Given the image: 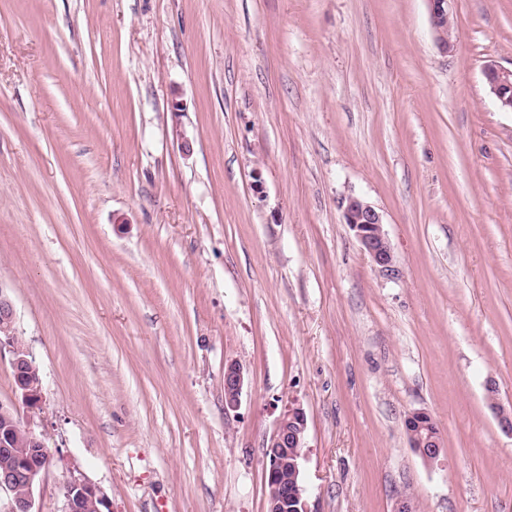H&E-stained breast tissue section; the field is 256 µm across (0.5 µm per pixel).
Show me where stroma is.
<instances>
[{
  "mask_svg": "<svg viewBox=\"0 0 512 512\" xmlns=\"http://www.w3.org/2000/svg\"><path fill=\"white\" fill-rule=\"evenodd\" d=\"M452 10L446 54L425 0H0V286L43 379L37 512L73 470L112 512H266L291 407L309 512H512V112L483 74L512 69V0ZM341 207L344 224L353 232L374 266L387 276L395 275L398 270L380 212L372 204L354 195L345 196ZM245 386V373L243 367L237 363H230L224 367V411L236 412L241 403V396ZM414 416H417L421 421H417L418 427L417 429L413 431H409V439L412 445V448L419 446V448H414L419 455L427 461H433L437 459V457L440 455L441 448L439 446L437 447H431L430 448H424L426 445L430 444H436V440L433 438L431 433H427L425 436L422 433L423 431H426L427 426L431 423L433 420L432 416L425 411H415L412 412L409 417L413 418ZM430 419V422H424L422 420Z\"/></svg>",
  "mask_w": 512,
  "mask_h": 512,
  "instance_id": "obj_1",
  "label": "stroma"
}]
</instances>
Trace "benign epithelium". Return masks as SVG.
Segmentation results:
<instances>
[{
	"mask_svg": "<svg viewBox=\"0 0 512 512\" xmlns=\"http://www.w3.org/2000/svg\"><path fill=\"white\" fill-rule=\"evenodd\" d=\"M431 26L440 49L454 50L452 32V0H426ZM484 75L499 107L512 112V69L489 64ZM343 221L353 232L374 266L392 276L397 268L390 242L383 229L380 212L360 197L348 195L342 200ZM17 317L7 289L0 285V350L11 353V369L16 402L0 403V448H13L25 438L28 451L13 457L0 472V493L7 496L3 512H35L34 490L49 467L48 448L33 428V419L22 418L19 407L33 413L43 402V380L29 352L17 341ZM245 386L243 367L230 363L224 367V411L235 412L240 407ZM419 418L417 429L409 432L411 445L419 455L433 461L441 448L434 446L431 434H423L431 415L414 411ZM307 421L302 409L290 408L280 418L277 428L265 446L268 460L265 484L268 489L267 512H308L302 482V459ZM292 475L291 490L283 491L286 475ZM62 512H112V501L104 489L83 474L70 473L63 487Z\"/></svg>",
	"mask_w": 512,
	"mask_h": 512,
	"instance_id": "obj_1",
	"label": "benign epithelium"
}]
</instances>
